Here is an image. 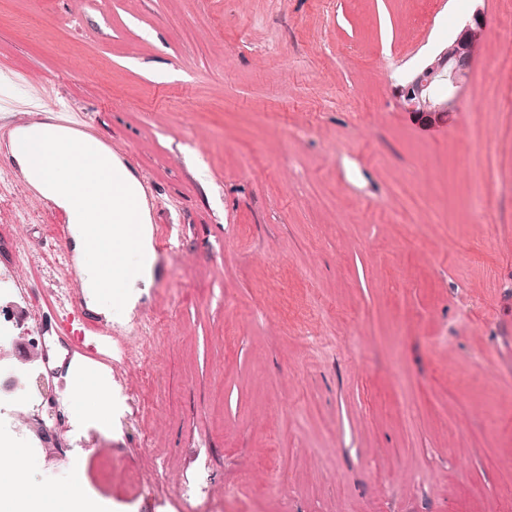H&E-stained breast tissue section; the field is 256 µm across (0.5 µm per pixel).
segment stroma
Listing matches in <instances>:
<instances>
[{
  "mask_svg": "<svg viewBox=\"0 0 512 512\" xmlns=\"http://www.w3.org/2000/svg\"><path fill=\"white\" fill-rule=\"evenodd\" d=\"M478 8L453 120H415ZM0 91L93 123L173 242L94 512H181L130 484L203 460L224 512H512V0H0ZM54 222L0 166V235ZM486 32L487 20L476 10L448 46L400 87L403 108L418 117H433L434 121L457 112L462 82L467 79ZM439 86L444 88L443 96L435 93ZM144 371H138L128 377L123 383L120 384V395L124 398L126 406L129 411H124L122 422L126 427H133L138 423V387L139 379L142 378Z\"/></svg>",
  "mask_w": 512,
  "mask_h": 512,
  "instance_id": "1",
  "label": "stroma"
}]
</instances>
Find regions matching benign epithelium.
<instances>
[{"instance_id":"7a95c632","label":"benign epithelium","mask_w":512,"mask_h":512,"mask_svg":"<svg viewBox=\"0 0 512 512\" xmlns=\"http://www.w3.org/2000/svg\"><path fill=\"white\" fill-rule=\"evenodd\" d=\"M487 32V20L481 11L474 12L448 46L422 70L400 87L403 108L418 117L442 120L458 110L462 82L472 68L475 52ZM444 88V95L435 93Z\"/></svg>"}]
</instances>
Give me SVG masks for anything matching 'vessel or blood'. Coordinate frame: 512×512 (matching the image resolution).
<instances>
[{"label": "vessel or blood", "mask_w": 512, "mask_h": 512, "mask_svg": "<svg viewBox=\"0 0 512 512\" xmlns=\"http://www.w3.org/2000/svg\"><path fill=\"white\" fill-rule=\"evenodd\" d=\"M54 121L50 112H16L7 118L0 116V162H14L11 141L19 136L21 129ZM55 216L57 222L50 237L58 247V257L50 266L51 277L37 282L17 280L13 287L21 296L42 297L48 309L39 327L44 335L55 337L67 357L66 364L53 370L54 378L58 379L67 372V363L73 359L111 365L114 324L89 308L84 254L76 248L67 212L59 208Z\"/></svg>", "instance_id": "1"}]
</instances>
